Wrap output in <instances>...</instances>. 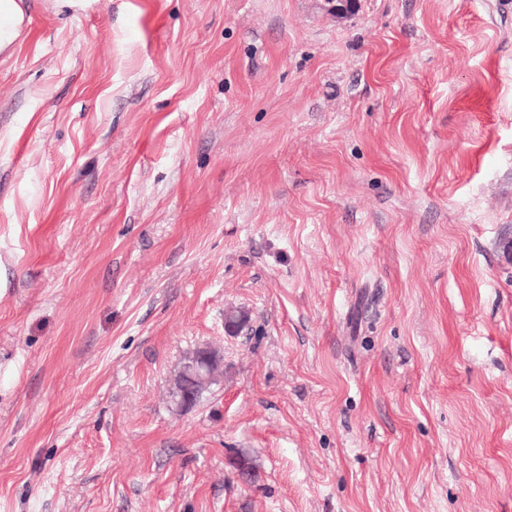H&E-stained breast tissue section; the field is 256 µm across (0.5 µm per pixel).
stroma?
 <instances>
[{"label": "stroma", "mask_w": 512, "mask_h": 512, "mask_svg": "<svg viewBox=\"0 0 512 512\" xmlns=\"http://www.w3.org/2000/svg\"><path fill=\"white\" fill-rule=\"evenodd\" d=\"M26 6L0 512H512V5ZM223 355L210 346L197 348L184 362L172 392L183 407L193 405L201 388L223 374Z\"/></svg>", "instance_id": "35a3bbf8"}]
</instances>
